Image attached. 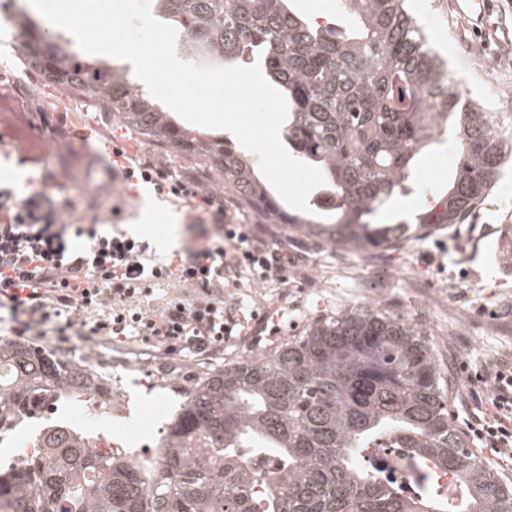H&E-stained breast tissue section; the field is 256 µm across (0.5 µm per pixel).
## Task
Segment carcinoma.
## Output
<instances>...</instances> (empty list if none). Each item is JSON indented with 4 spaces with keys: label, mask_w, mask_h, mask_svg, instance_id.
<instances>
[{
    "label": "carcinoma",
    "mask_w": 512,
    "mask_h": 512,
    "mask_svg": "<svg viewBox=\"0 0 512 512\" xmlns=\"http://www.w3.org/2000/svg\"><path fill=\"white\" fill-rule=\"evenodd\" d=\"M292 0H153L205 61L258 63L288 103L284 137L292 156L318 167L333 203L295 214L262 181L255 157L172 122L128 72L89 61L71 40L19 12L27 64L69 97L110 112L145 144L214 170L269 224L312 232L370 252L463 224L504 161L489 113L462 101L446 64L406 0H340L350 24L307 20ZM462 158L436 205L416 223L377 224L407 195L417 156L448 125ZM0 422L37 406L46 392L108 395L82 366L0 338ZM448 379L423 334L399 319L356 308L318 319L275 348L204 373L184 396L157 463L95 450L64 424L41 431L40 457L0 466V512H512V487L486 466L455 427ZM415 463L452 475L463 506L439 494L414 501L357 465L380 436ZM261 450L281 466L259 472Z\"/></svg>",
    "instance_id": "carcinoma-1"
}]
</instances>
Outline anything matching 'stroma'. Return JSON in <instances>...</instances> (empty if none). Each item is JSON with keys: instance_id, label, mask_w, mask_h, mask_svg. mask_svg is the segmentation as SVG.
<instances>
[{"instance_id": "1", "label": "stroma", "mask_w": 512, "mask_h": 512, "mask_svg": "<svg viewBox=\"0 0 512 512\" xmlns=\"http://www.w3.org/2000/svg\"><path fill=\"white\" fill-rule=\"evenodd\" d=\"M409 12L430 47L448 62L463 99L494 114L498 138L512 142V0H409ZM0 95L29 103L31 125L16 149L0 156V182L18 195L42 192L75 202L84 223L117 224L149 238L158 255L183 248L194 238L191 225L204 207L199 199L175 201L154 188L128 187L105 164L110 148L150 154L174 177L195 180L198 189L221 200L235 223L261 230L267 245L288 247L300 257L287 285L269 281L230 289L266 312L283 317L274 336H239L212 360L187 353L157 359L146 346L112 343L100 336L71 337L58 346L54 333L23 337V344L79 362L100 373H120L133 415L152 419L150 398L167 396L181 405L197 375L224 362L269 350L300 335L313 320L368 307L420 329L451 386L449 406L465 429L473 390L470 376L486 361L512 358V161L466 223L447 226L421 239L368 253L341 249L280 224L262 221L230 189L220 188L213 171L164 149L139 142L106 112L69 102L60 89L29 68L19 46L0 44ZM92 120L89 144H74L78 163L55 153V126L76 127L78 116ZM452 134L421 159L399 207L419 210L437 195L460 158Z\"/></svg>"}]
</instances>
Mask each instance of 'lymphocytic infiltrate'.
Instances as JSON below:
<instances>
[{
  "instance_id": "f902f5d3",
  "label": "lymphocytic infiltrate",
  "mask_w": 512,
  "mask_h": 512,
  "mask_svg": "<svg viewBox=\"0 0 512 512\" xmlns=\"http://www.w3.org/2000/svg\"><path fill=\"white\" fill-rule=\"evenodd\" d=\"M117 169L128 183L150 182L178 198L194 194L148 154L122 157ZM202 201L213 209L215 231H202L166 261L148 240L127 231L71 223L76 209L69 201L20 198L0 185V307L9 309L14 334L39 336L50 325L62 342L75 334L105 336L117 344H149L159 355L203 358L244 330L267 331L269 314L226 302L224 290L245 277L287 283L295 258L267 247L245 225L227 223L213 196ZM74 237L87 238V246L73 248ZM170 281L173 294L158 295ZM476 381L486 392L485 411L468 422V433L485 447L512 449V361L485 363Z\"/></svg>"
}]
</instances>
